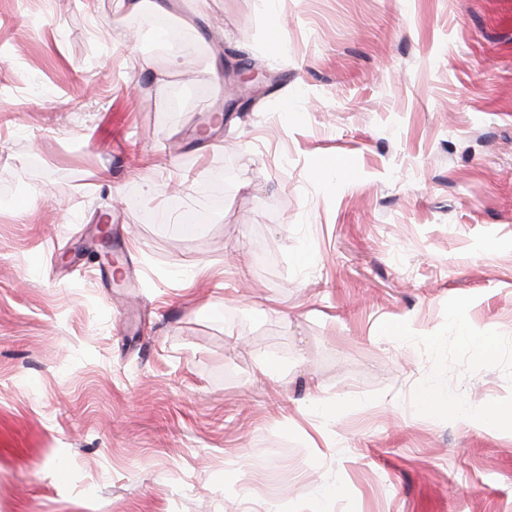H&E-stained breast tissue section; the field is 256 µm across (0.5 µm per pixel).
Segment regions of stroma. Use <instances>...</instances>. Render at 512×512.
Returning <instances> with one entry per match:
<instances>
[{"label":"stroma","instance_id":"stroma-1","mask_svg":"<svg viewBox=\"0 0 512 512\" xmlns=\"http://www.w3.org/2000/svg\"><path fill=\"white\" fill-rule=\"evenodd\" d=\"M273 5L0 0V512H512V0ZM419 401L422 408L428 413L448 412V415L467 416L489 425H495L501 416L496 410L465 407L446 390L432 386H425L420 390Z\"/></svg>","mask_w":512,"mask_h":512}]
</instances>
